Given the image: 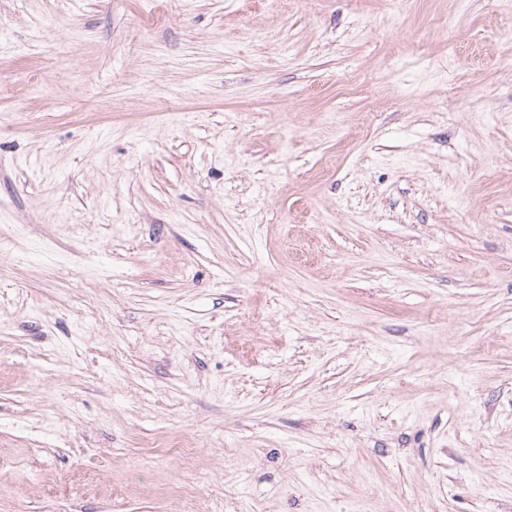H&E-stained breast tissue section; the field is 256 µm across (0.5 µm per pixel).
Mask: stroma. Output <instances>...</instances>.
I'll use <instances>...</instances> for the list:
<instances>
[{
	"instance_id": "obj_1",
	"label": "stroma",
	"mask_w": 512,
	"mask_h": 512,
	"mask_svg": "<svg viewBox=\"0 0 512 512\" xmlns=\"http://www.w3.org/2000/svg\"><path fill=\"white\" fill-rule=\"evenodd\" d=\"M0 512H512V0H0Z\"/></svg>"
}]
</instances>
